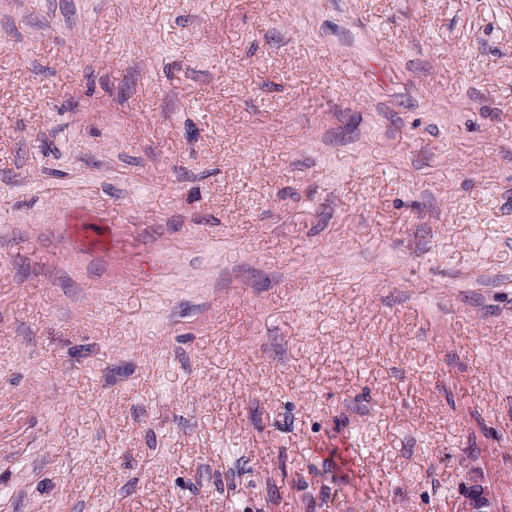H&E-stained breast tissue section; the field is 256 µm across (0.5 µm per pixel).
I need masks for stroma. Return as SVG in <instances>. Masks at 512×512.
Segmentation results:
<instances>
[{
    "label": "stroma",
    "instance_id": "obj_1",
    "mask_svg": "<svg viewBox=\"0 0 512 512\" xmlns=\"http://www.w3.org/2000/svg\"><path fill=\"white\" fill-rule=\"evenodd\" d=\"M475 470L512 512V0H0V512Z\"/></svg>",
    "mask_w": 512,
    "mask_h": 512
}]
</instances>
